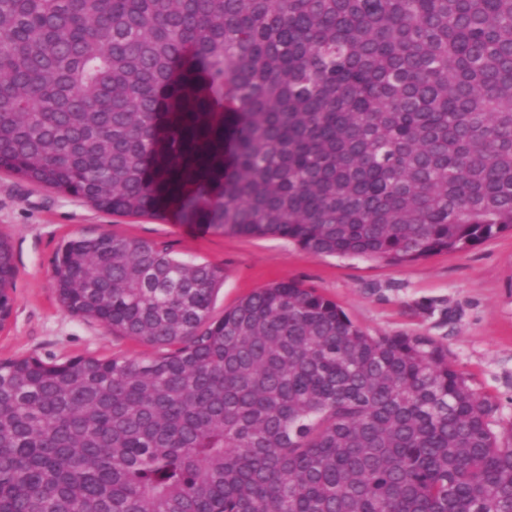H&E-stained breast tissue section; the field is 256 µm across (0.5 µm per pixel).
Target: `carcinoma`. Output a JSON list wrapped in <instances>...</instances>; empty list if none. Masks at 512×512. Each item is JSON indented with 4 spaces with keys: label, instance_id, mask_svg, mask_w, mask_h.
I'll return each mask as SVG.
<instances>
[{
    "label": "carcinoma",
    "instance_id": "1",
    "mask_svg": "<svg viewBox=\"0 0 512 512\" xmlns=\"http://www.w3.org/2000/svg\"><path fill=\"white\" fill-rule=\"evenodd\" d=\"M0 169L125 216L406 265L512 231V0H0ZM0 237V320L12 311ZM65 242L158 349L0 362V512H512V420L429 336L281 280Z\"/></svg>",
    "mask_w": 512,
    "mask_h": 512
}]
</instances>
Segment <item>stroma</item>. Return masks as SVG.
I'll list each match as a JSON object with an SVG mask.
<instances>
[{"label":"stroma","instance_id":"35a3bbf8","mask_svg":"<svg viewBox=\"0 0 512 512\" xmlns=\"http://www.w3.org/2000/svg\"><path fill=\"white\" fill-rule=\"evenodd\" d=\"M112 233L146 239L179 259L224 270L212 314L255 289L294 280L334 300L373 336L417 333L448 348L470 387L512 417V233L465 251L390 265L360 257L313 256L284 239L224 234L153 216H120L86 200L0 171V236L17 274L10 318L0 325V362L22 357H135L146 345L67 312L53 287L67 240Z\"/></svg>","mask_w":512,"mask_h":512}]
</instances>
